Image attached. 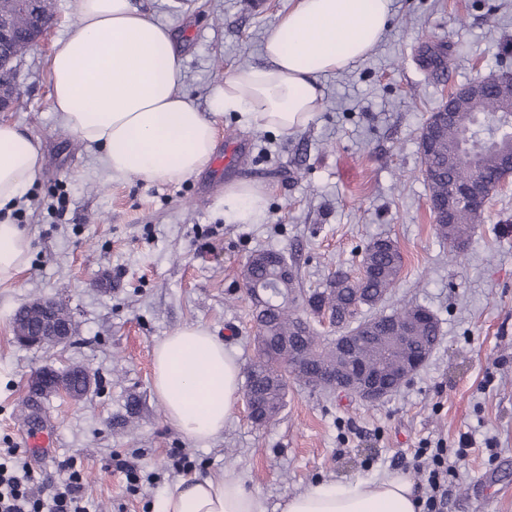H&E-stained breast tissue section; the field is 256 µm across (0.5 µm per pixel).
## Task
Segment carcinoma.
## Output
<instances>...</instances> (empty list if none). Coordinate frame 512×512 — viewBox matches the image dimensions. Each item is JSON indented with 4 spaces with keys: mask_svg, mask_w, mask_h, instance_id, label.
<instances>
[{
    "mask_svg": "<svg viewBox=\"0 0 512 512\" xmlns=\"http://www.w3.org/2000/svg\"><path fill=\"white\" fill-rule=\"evenodd\" d=\"M499 110L497 101L486 95L463 112H458L439 134V146L423 152V163L430 173V199L448 200L450 184H462L481 174L499 177L511 170L503 161V154L512 155V142L502 139L486 144L491 128L483 120L492 118ZM471 132L467 149L457 152L448 162V152L457 148L462 136ZM482 201L453 203L451 222H435V236L448 244L449 256L456 258L466 250L480 221ZM273 252L257 251L251 254L243 268L244 286L257 309L254 322V341L259 356L247 370L245 393L254 395L266 413L265 423L276 421L286 406L288 379H303L331 368L339 371L348 366L361 365L367 373L388 384L389 392L397 391L406 379L402 368L417 357H429L438 343V321L427 319L426 308L420 305L404 306L390 314H378L362 321L361 335L354 338L348 356L336 353V347L321 346L309 321L301 319L299 309L305 305L318 315L329 314L336 319V327L347 329L353 315L362 308H373L381 302L399 279L403 266L397 244L389 238L370 241L364 249L360 265L366 268L364 282L337 272L322 291L310 294L301 290L295 266H290L283 278L270 261ZM268 286L258 293L257 284ZM394 322L408 325V337L400 340L391 329Z\"/></svg>",
    "mask_w": 512,
    "mask_h": 512,
    "instance_id": "carcinoma-1",
    "label": "carcinoma"
}]
</instances>
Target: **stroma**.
<instances>
[{
	"instance_id": "1",
	"label": "stroma",
	"mask_w": 512,
	"mask_h": 512,
	"mask_svg": "<svg viewBox=\"0 0 512 512\" xmlns=\"http://www.w3.org/2000/svg\"><path fill=\"white\" fill-rule=\"evenodd\" d=\"M182 44L184 88L201 111L226 71L264 62L267 34L297 0H135ZM47 39L15 64L22 100L0 121L38 138L44 168L17 205L28 232L24 269L0 283V448L31 429L47 432L50 455L29 456L35 474L58 475L75 458L91 512H154L176 481L171 453L195 475L234 468L267 512L320 480L344 483L394 473L393 456L424 440L476 445L451 489L448 512H512V184L493 192L464 255L449 261L433 233L420 132L454 88L512 72V0H393L390 25L354 68L325 75L323 109L301 132L218 118L217 154L237 142L239 160L178 182H113L95 150L66 132L50 109L49 60L78 20L56 0ZM447 53L443 75L425 69L427 46ZM268 190L264 218L233 224L224 188ZM67 200L64 213L54 205ZM393 239L404 256L395 287L378 305H420L438 319L440 340L398 391L368 404L292 381L278 420L259 426L236 401L223 433L198 445L165 418L153 388V351L176 328L203 324L242 366L255 356L252 303L241 271L256 250L294 261L301 288L323 290L339 269L357 274L361 252ZM38 297L62 300L75 334L66 349L25 348L12 319ZM85 366L89 391L29 396L43 367ZM135 460L137 491L114 456Z\"/></svg>"
}]
</instances>
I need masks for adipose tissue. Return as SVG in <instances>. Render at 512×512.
Returning <instances> with one entry per match:
<instances>
[{
    "label": "adipose tissue",
    "mask_w": 512,
    "mask_h": 512,
    "mask_svg": "<svg viewBox=\"0 0 512 512\" xmlns=\"http://www.w3.org/2000/svg\"><path fill=\"white\" fill-rule=\"evenodd\" d=\"M78 25L50 59L51 109L81 142L98 148L109 180L137 176L173 182L210 164L216 119L238 113L260 128L294 134L322 109V76L365 59L384 34L392 0H298L263 44L261 66L233 69L199 110L182 90L175 32L133 7L131 0H74ZM111 81H104V73ZM44 164L38 139L0 122V208L14 204ZM267 193L247 182L224 190V213L257 223ZM30 240L20 225L0 221V281L21 271ZM202 356L203 369L191 368ZM240 364L202 324L175 329L157 344L153 387L166 419L197 444L224 430L240 388ZM412 482L391 474L343 485L320 482L288 496L282 512H418ZM158 512H265L238 473L190 478L165 491Z\"/></svg>",
    "instance_id": "adipose-tissue-1"
}]
</instances>
